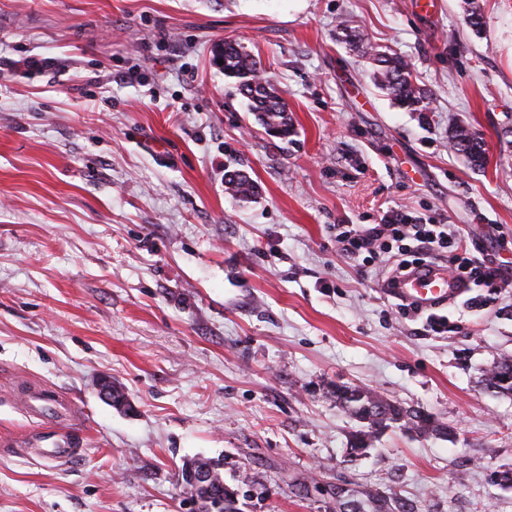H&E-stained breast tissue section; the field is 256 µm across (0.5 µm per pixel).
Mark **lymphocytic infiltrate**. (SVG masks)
<instances>
[{"label":"lymphocytic infiltrate","instance_id":"obj_1","mask_svg":"<svg viewBox=\"0 0 512 512\" xmlns=\"http://www.w3.org/2000/svg\"><path fill=\"white\" fill-rule=\"evenodd\" d=\"M337 249L351 257L393 259L398 269L418 265L427 258L447 257L450 275L467 284L508 287L497 268L475 257L463 237L446 224H431L411 213L393 210L377 224H340L335 235Z\"/></svg>","mask_w":512,"mask_h":512}]
</instances>
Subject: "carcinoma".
I'll return each instance as SVG.
<instances>
[{"label": "carcinoma", "instance_id": "carcinoma-1", "mask_svg": "<svg viewBox=\"0 0 512 512\" xmlns=\"http://www.w3.org/2000/svg\"><path fill=\"white\" fill-rule=\"evenodd\" d=\"M464 20L476 34L483 33V13L479 0H464ZM223 61L219 69L224 76L236 81L239 93L247 100L248 111L254 113L268 133L286 138L293 133L286 101L271 83L261 62L235 40H224L220 52L213 53V63ZM376 86L385 92L394 105L410 112L426 111L424 91L416 82L411 66L400 56L375 51L370 54ZM452 147L474 167L487 162L484 142L478 133L457 125L451 129ZM226 190L233 196L248 200L256 186L245 173L234 170L224 177ZM485 386L500 393L512 394V359H505L485 375ZM336 401L359 424L356 431L354 454L369 448L372 436L383 427L399 424L419 434H448L447 424L430 414L406 410L401 406L366 389L336 388Z\"/></svg>", "mask_w": 512, "mask_h": 512}]
</instances>
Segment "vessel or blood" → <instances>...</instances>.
<instances>
[{
	"label": "vessel or blood",
	"mask_w": 512,
	"mask_h": 512,
	"mask_svg": "<svg viewBox=\"0 0 512 512\" xmlns=\"http://www.w3.org/2000/svg\"><path fill=\"white\" fill-rule=\"evenodd\" d=\"M464 286L448 273L444 262L430 261L414 265L394 277L391 293L394 298L417 304L433 311L461 296Z\"/></svg>",
	"instance_id": "b4317fda"
}]
</instances>
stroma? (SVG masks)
<instances>
[{"label":"stroma","instance_id":"stroma-1","mask_svg":"<svg viewBox=\"0 0 512 512\" xmlns=\"http://www.w3.org/2000/svg\"><path fill=\"white\" fill-rule=\"evenodd\" d=\"M481 3L479 38L462 0H0V512H191L197 457L251 485L240 512H340V485L394 512H512V395L481 383L512 357V288L470 286L437 334L333 230L407 211L512 278V0ZM342 21L407 59L426 111L375 87ZM225 38L292 136L213 64ZM459 124L485 168L451 147ZM233 169L251 200L225 192ZM339 385L451 433L392 424L350 455ZM30 388L64 410L29 413ZM50 430L83 456L24 451ZM215 47L212 49L214 65L225 77L235 79L239 93L247 100L249 112L258 117L270 135L288 138L293 133L288 104L271 83L261 62L236 40L224 39L219 53ZM218 60H223V65ZM448 138L452 147L472 166L482 167L487 162L485 144L474 130L457 125L451 129Z\"/></svg>","mask_w":512,"mask_h":512}]
</instances>
